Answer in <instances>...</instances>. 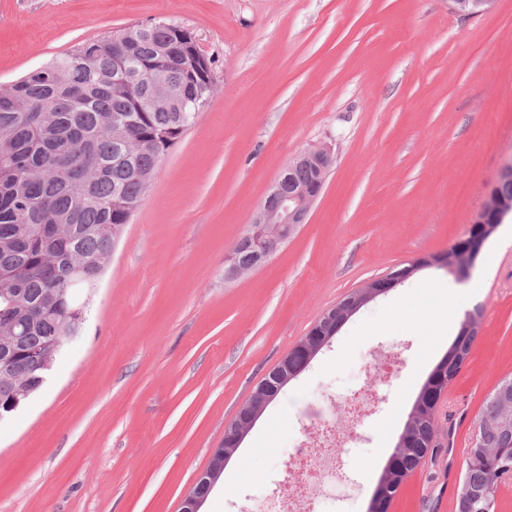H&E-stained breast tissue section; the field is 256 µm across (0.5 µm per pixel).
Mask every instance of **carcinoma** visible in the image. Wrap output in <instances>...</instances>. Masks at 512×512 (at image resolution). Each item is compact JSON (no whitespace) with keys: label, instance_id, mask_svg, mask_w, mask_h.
<instances>
[{"label":"carcinoma","instance_id":"obj_1","mask_svg":"<svg viewBox=\"0 0 512 512\" xmlns=\"http://www.w3.org/2000/svg\"><path fill=\"white\" fill-rule=\"evenodd\" d=\"M168 56H159L161 48ZM180 40L179 26H131L81 43L11 85L0 86V336L16 348L36 349L64 336L79 293L90 287L112 255V237L140 205L162 156L182 136L211 96ZM159 66L178 91L154 107L146 90L112 82L129 62ZM457 248L418 259L377 280L394 288L426 267L453 271ZM32 307L43 320L24 322ZM478 337L462 321L448 352L426 379L391 456L396 470L381 491L388 508L400 486L438 452L434 429L441 398L468 360ZM44 374L14 355L0 367V399ZM512 394L487 397L479 421L482 441L465 449L462 482L478 502L455 512H495L498 489L512 483Z\"/></svg>","mask_w":512,"mask_h":512}]
</instances>
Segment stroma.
Segmentation results:
<instances>
[{
  "label": "stroma",
  "mask_w": 512,
  "mask_h": 512,
  "mask_svg": "<svg viewBox=\"0 0 512 512\" xmlns=\"http://www.w3.org/2000/svg\"><path fill=\"white\" fill-rule=\"evenodd\" d=\"M175 23L211 59L214 91L161 158L43 386L0 417V512H179L224 427L325 312L464 236L512 161V0L475 17L451 0H0V85L134 24ZM333 165L308 221L263 266L225 280L280 172ZM471 280L480 333L440 403L435 460L388 512H454L486 396L512 376V219ZM419 271L378 296L281 391L203 512H257L282 488L303 420L336 394L382 400L350 452L367 512L399 427L455 333L456 286ZM398 373L379 383L391 350ZM470 292L471 288H448V291L446 289V301L440 308V312L456 322L458 315L461 313L462 302Z\"/></svg>",
  "instance_id": "obj_1"
}]
</instances>
